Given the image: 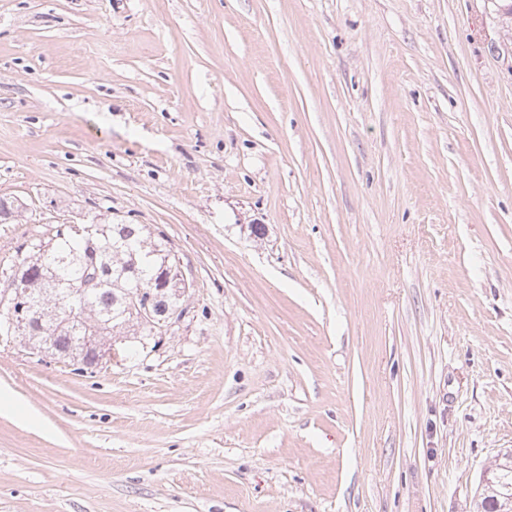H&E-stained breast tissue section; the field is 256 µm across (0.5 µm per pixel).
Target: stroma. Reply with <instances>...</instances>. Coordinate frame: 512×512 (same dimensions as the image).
Segmentation results:
<instances>
[{
  "label": "stroma",
  "instance_id": "stroma-1",
  "mask_svg": "<svg viewBox=\"0 0 512 512\" xmlns=\"http://www.w3.org/2000/svg\"><path fill=\"white\" fill-rule=\"evenodd\" d=\"M0 197V289L53 224L190 283L87 373L0 341V512H475L512 449L497 0H0Z\"/></svg>",
  "mask_w": 512,
  "mask_h": 512
}]
</instances>
